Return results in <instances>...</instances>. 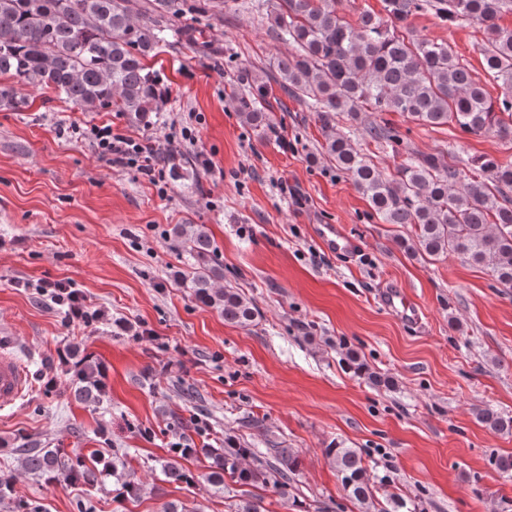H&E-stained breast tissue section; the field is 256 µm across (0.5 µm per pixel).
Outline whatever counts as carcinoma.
<instances>
[{"instance_id": "1", "label": "carcinoma", "mask_w": 512, "mask_h": 512, "mask_svg": "<svg viewBox=\"0 0 512 512\" xmlns=\"http://www.w3.org/2000/svg\"><path fill=\"white\" fill-rule=\"evenodd\" d=\"M130 0H0V109L23 112L29 92L50 89L88 111L109 110L132 124H147L159 112L158 76L145 64L159 43L180 37L174 0H148L135 16ZM272 37L291 46L276 59L275 81L289 95L307 101L325 130L345 114L399 112L424 126L453 125L471 135L495 134L512 146V30L498 25L512 11V0H439L436 12L450 22L467 20L486 31L483 51L488 82L501 93L492 98L487 85L474 78L448 43L410 39L393 27L430 6V0H383L387 19L364 11L357 24L336 11V0H267ZM256 93L235 97L236 111L255 127L264 124L259 96L266 82L250 75ZM369 136L398 152L403 139L388 123L367 127ZM325 151L336 168L366 196L386 224H410L415 237L402 238L411 255L455 254L489 269L504 288H512V163L484 155L473 160L470 173L439 154L408 157L393 177L381 171L355 147L347 134L328 137ZM172 235L187 244L186 270L180 287L215 309L224 322L250 326L257 316L251 301L234 288H218L224 278L214 261L213 243L205 226L177 224ZM74 359V397L96 409L110 402L98 367L87 357ZM478 419L497 433L512 434V416L486 408ZM174 449L161 464L170 482L192 483L194 477ZM250 453L229 439L209 449L212 472L207 481L224 476L243 485L273 484L288 495L290 474L300 465L298 452L273 449L277 465L241 466ZM347 497L363 512H392L378 506L375 482L356 448H327ZM98 458H72L58 448H24L21 465L48 483L103 482Z\"/></svg>"}]
</instances>
